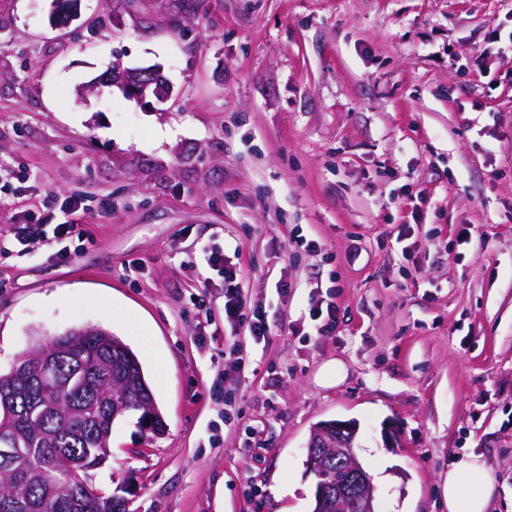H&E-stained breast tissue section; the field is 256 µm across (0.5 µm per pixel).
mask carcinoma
<instances>
[{
	"label": "carcinoma",
	"mask_w": 512,
	"mask_h": 512,
	"mask_svg": "<svg viewBox=\"0 0 512 512\" xmlns=\"http://www.w3.org/2000/svg\"><path fill=\"white\" fill-rule=\"evenodd\" d=\"M66 346L57 380L41 384L33 374L0 373V426L11 417L10 443L28 451L36 479L20 486L0 481V512H126L123 498L76 485L61 460L111 442L116 423L151 409L154 428H164L150 384L136 354L110 332L93 327L51 339ZM124 412L112 418V408ZM318 482L336 485V459L315 471Z\"/></svg>",
	"instance_id": "cac0c4a2"
}]
</instances>
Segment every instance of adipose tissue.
Returning a JSON list of instances; mask_svg holds the SVG:
<instances>
[{"label": "adipose tissue", "instance_id": "obj_1", "mask_svg": "<svg viewBox=\"0 0 512 512\" xmlns=\"http://www.w3.org/2000/svg\"><path fill=\"white\" fill-rule=\"evenodd\" d=\"M494 490L490 466L473 454L461 455L452 464L442 488L448 512H488Z\"/></svg>", "mask_w": 512, "mask_h": 512}]
</instances>
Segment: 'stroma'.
<instances>
[{
	"instance_id": "35a3bbf8",
	"label": "stroma",
	"mask_w": 512,
	"mask_h": 512,
	"mask_svg": "<svg viewBox=\"0 0 512 512\" xmlns=\"http://www.w3.org/2000/svg\"><path fill=\"white\" fill-rule=\"evenodd\" d=\"M79 8L55 27L48 0H0V234L76 196L91 235L0 257V372L80 326L138 355L166 430L116 424L93 488L126 512H312L311 430L354 420L378 512H448L467 453L512 512V0ZM118 64L171 96L85 92ZM204 246L264 340L225 322L222 280L197 306Z\"/></svg>"
}]
</instances>
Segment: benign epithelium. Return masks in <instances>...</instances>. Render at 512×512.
Returning a JSON list of instances; mask_svg holds the SVG:
<instances>
[{"mask_svg": "<svg viewBox=\"0 0 512 512\" xmlns=\"http://www.w3.org/2000/svg\"><path fill=\"white\" fill-rule=\"evenodd\" d=\"M77 4L78 0H50V22L54 25L70 23L77 16ZM97 84L116 86L125 95L142 102L151 96L159 102L167 99L165 88L168 81L156 67L136 69L116 67L99 78ZM63 355V350L55 347L32 357L25 371L36 372L48 378L53 373L55 363ZM356 435L357 426L354 422H321L314 427L308 447L320 448L326 453L343 455L347 458V481L336 484V507H341L343 497L352 494L361 501L363 512H377L372 477L356 456ZM0 456L11 460L15 472L22 473L27 470V459L21 449L0 447Z\"/></svg>", "mask_w": 512, "mask_h": 512, "instance_id": "7a95c632", "label": "benign epithelium"}]
</instances>
